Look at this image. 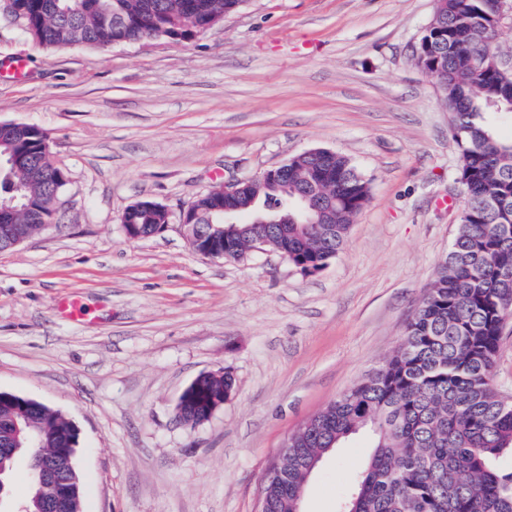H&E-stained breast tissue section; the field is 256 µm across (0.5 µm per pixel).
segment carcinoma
I'll return each instance as SVG.
<instances>
[{"label": "carcinoma", "mask_w": 512, "mask_h": 512, "mask_svg": "<svg viewBox=\"0 0 512 512\" xmlns=\"http://www.w3.org/2000/svg\"><path fill=\"white\" fill-rule=\"evenodd\" d=\"M246 0H14L25 30L40 47L105 48L147 37L177 41L217 24ZM491 0H440L431 20L429 64L441 71V93L454 112L452 136L460 150L458 177L464 180L463 217L420 301L400 344L367 378L347 390L296 434L288 456L263 477L265 512H295L298 496L322 458L363 430L374 445L345 508L354 512H512V471L492 460L512 452V399L493 387L492 371L512 310V139L499 137V114L512 115V75L475 56L500 49ZM17 149L31 163L14 180L33 205L15 218L20 234L32 237L54 222L48 206L63 185L53 178L46 138L34 126L16 131ZM336 223L267 226L268 247L288 243V261L306 274L323 269L347 242L355 215L368 202L369 181L346 156L336 154ZM310 162L288 163V189L257 181L240 200L248 215L284 194L310 186ZM203 388L232 394L234 379L207 378ZM178 417L196 425L206 406L195 396L177 405ZM46 455L77 448L73 422L47 404L0 392V475L9 482L16 459L27 455L24 438ZM73 500L67 512H83V480L75 455L67 460ZM28 468L33 505L53 495Z\"/></svg>", "instance_id": "1"}]
</instances>
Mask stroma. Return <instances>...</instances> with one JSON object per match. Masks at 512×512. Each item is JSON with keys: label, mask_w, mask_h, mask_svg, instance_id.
<instances>
[{"label": "stroma", "mask_w": 512, "mask_h": 512, "mask_svg": "<svg viewBox=\"0 0 512 512\" xmlns=\"http://www.w3.org/2000/svg\"><path fill=\"white\" fill-rule=\"evenodd\" d=\"M435 8L246 0L184 41L48 52L0 6V61L28 64L0 77V121L43 130L67 175L52 226L0 253V390L74 421L83 512H258L288 436L399 344L463 204L452 115L412 57ZM316 148L371 184L323 270L194 251L179 216L199 194ZM142 200L171 217L132 240ZM221 370L229 400L181 424L182 391ZM372 451L367 432L334 448L301 512H337ZM147 203L145 201L136 202L135 204L129 206L123 213L121 217V223L125 234L130 239H142L154 236L164 230L169 224L170 214L169 211L162 205L149 201L150 207L159 211L162 214V221L157 224L156 214L152 210H142L136 213L135 215V224L131 218L132 214L135 211H138L146 206ZM142 224H151L153 231H149L151 227L146 225L142 229ZM149 231V232H148ZM147 232V233H146Z\"/></svg>", "instance_id": "1"}]
</instances>
